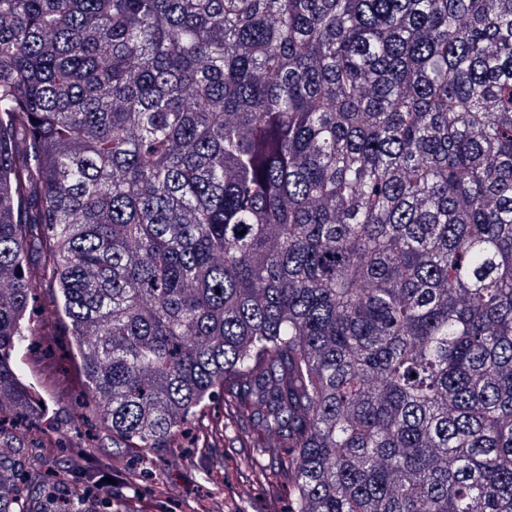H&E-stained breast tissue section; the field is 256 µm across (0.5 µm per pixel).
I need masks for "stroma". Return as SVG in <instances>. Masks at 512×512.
I'll list each match as a JSON object with an SVG mask.
<instances>
[{
	"label": "stroma",
	"instance_id": "obj_1",
	"mask_svg": "<svg viewBox=\"0 0 512 512\" xmlns=\"http://www.w3.org/2000/svg\"><path fill=\"white\" fill-rule=\"evenodd\" d=\"M80 365L71 336L57 323L25 357L26 379L48 406L25 432L50 458L53 471L80 487L112 478V499L127 512H286L287 487L274 498L263 484L242 476L240 463L250 449L229 438L206 447L208 427L224 418L220 403L206 408L192 435L164 456L155 477H143L132 450L113 447L100 427Z\"/></svg>",
	"mask_w": 512,
	"mask_h": 512
}]
</instances>
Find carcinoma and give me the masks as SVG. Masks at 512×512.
I'll use <instances>...</instances> for the list:
<instances>
[{
    "label": "carcinoma",
    "mask_w": 512,
    "mask_h": 512,
    "mask_svg": "<svg viewBox=\"0 0 512 512\" xmlns=\"http://www.w3.org/2000/svg\"><path fill=\"white\" fill-rule=\"evenodd\" d=\"M4 422L42 288L112 441L206 406L288 512H512V0H0Z\"/></svg>",
    "instance_id": "obj_1"
}]
</instances>
